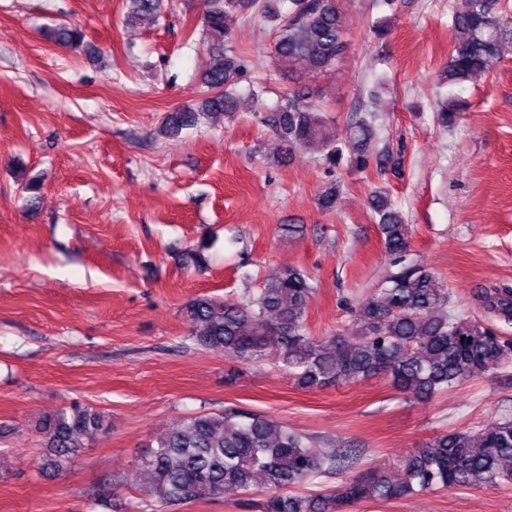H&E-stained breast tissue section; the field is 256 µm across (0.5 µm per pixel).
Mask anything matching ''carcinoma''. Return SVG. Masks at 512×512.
Returning a JSON list of instances; mask_svg holds the SVG:
<instances>
[{"label": "carcinoma", "mask_w": 512, "mask_h": 512, "mask_svg": "<svg viewBox=\"0 0 512 512\" xmlns=\"http://www.w3.org/2000/svg\"><path fill=\"white\" fill-rule=\"evenodd\" d=\"M248 0L255 13L274 23V58L306 63L323 70L333 66L348 46V30L337 0ZM202 27L210 42L211 66L200 79L196 100L165 113L162 131L177 138L200 118L237 110V86L244 52L228 44V19L243 0H203ZM160 0H132L131 16H157ZM462 37L448 57L445 80L453 85L485 76L512 54V10L498 0H467L452 16ZM54 43L71 49L84 44L77 24L47 31ZM461 109L455 98L441 101L436 121L442 127ZM288 143L315 149L321 162L339 166L343 149L363 157L373 132L367 117L348 121L345 136L336 133L326 108L300 91H288L262 118ZM382 243L399 256L408 247L409 225L387 196L375 195ZM211 244L185 254L198 269L209 263ZM315 287L295 267L263 279L261 287L237 301L209 296L189 300L184 314L201 347L245 362L274 359L301 389H318L339 381L356 382L383 375L403 394L432 395L512 359V341L496 323L512 324V286H482L477 291L483 317L455 311L445 280L424 266L404 267L385 276L359 298L348 328L336 336L309 334L306 306ZM104 416L88 408L60 411L38 426L49 448L48 465L61 471L79 451L78 439L103 429ZM358 448H312V440L284 423L258 414L206 413L187 419L160 437L140 457L134 481L156 497L159 506L178 505L228 493L242 495L258 512H353L367 500L389 501L439 489L512 486V418L493 420L475 431H445L401 463V476L354 477L315 493L300 492L315 479L352 467ZM258 498H252V495Z\"/></svg>", "instance_id": "cac0c4a2"}]
</instances>
